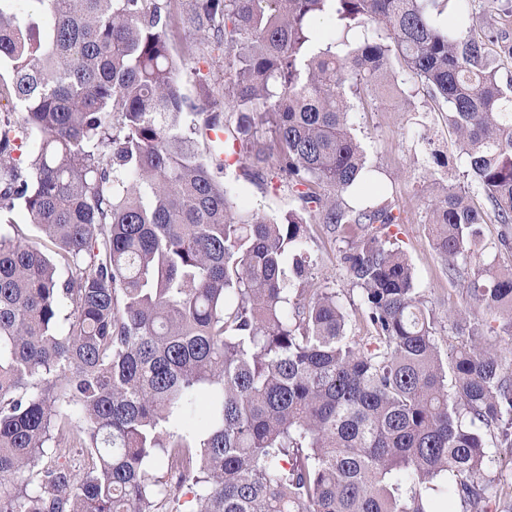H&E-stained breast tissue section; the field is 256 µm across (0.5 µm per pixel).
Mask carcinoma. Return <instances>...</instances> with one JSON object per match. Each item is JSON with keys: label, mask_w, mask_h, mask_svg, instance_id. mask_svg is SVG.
<instances>
[{"label": "carcinoma", "mask_w": 512, "mask_h": 512, "mask_svg": "<svg viewBox=\"0 0 512 512\" xmlns=\"http://www.w3.org/2000/svg\"><path fill=\"white\" fill-rule=\"evenodd\" d=\"M23 2L0 0L20 112L0 122V211L24 207L42 242L0 231V512H159L185 486L189 512H512V479L485 473L486 435L512 447V363L492 340L512 337V265L468 280L473 326L444 359L383 238L402 223L389 197H343L370 172L350 114L380 111L369 89L396 62L470 176L430 208L448 281L489 220L512 250V9L476 30L464 0H189L230 69L224 112L198 124L172 0ZM215 128L222 159L200 148ZM263 164L297 201L279 220L214 174ZM311 224L346 244L361 336L314 287ZM202 389L206 431H175Z\"/></svg>", "instance_id": "obj_1"}]
</instances>
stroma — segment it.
<instances>
[{
  "instance_id": "stroma-1",
  "label": "stroma",
  "mask_w": 512,
  "mask_h": 512,
  "mask_svg": "<svg viewBox=\"0 0 512 512\" xmlns=\"http://www.w3.org/2000/svg\"><path fill=\"white\" fill-rule=\"evenodd\" d=\"M172 23L168 35L176 50L192 44L193 52L184 55L179 71L183 94L189 103L207 104L211 109L224 108V82L228 69L222 50L210 38L193 35L186 23L184 0H174ZM418 84L412 76H405L403 92L376 87L374 94L381 105L377 112H357L352 116L356 136L363 142L370 164L376 171L374 181L368 183L366 194H379L381 188L393 191L392 202L404 222L392 229L399 248L411 261L416 272V283L429 307L440 322L438 342L442 354L452 353L467 337L458 315L465 309L462 293L466 279L449 282L448 270L434 250L428 224L427 206L439 193L441 186L466 185L464 168L457 161L456 137L445 124L440 113L431 109V100L418 94ZM415 91L414 100H407L406 92ZM437 149L447 156L449 164L441 169L438 182L422 180L421 166L429 149ZM220 180L241 185L242 205L258 210L271 218H282L293 209L296 201L286 185L280 183L273 168H266L263 181L247 182L238 168L220 170ZM307 247L315 262L317 283L336 289L344 305L358 310L360 294L346 272L341 256L344 245L324 225H313Z\"/></svg>"
}]
</instances>
